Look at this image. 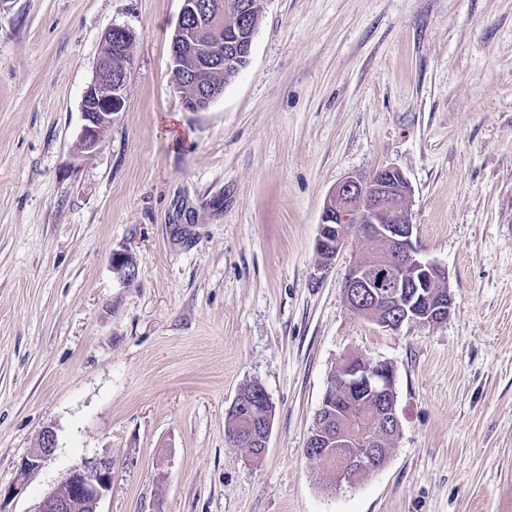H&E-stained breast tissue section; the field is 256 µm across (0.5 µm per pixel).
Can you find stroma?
Instances as JSON below:
<instances>
[{
	"label": "stroma",
	"mask_w": 512,
	"mask_h": 512,
	"mask_svg": "<svg viewBox=\"0 0 512 512\" xmlns=\"http://www.w3.org/2000/svg\"><path fill=\"white\" fill-rule=\"evenodd\" d=\"M180 5L0 0V485L56 434L0 512L103 455L102 512H512V0H264L204 112L170 81ZM115 25L134 35L125 107L82 158ZM382 167L446 272L441 323L348 308L359 234L315 252L330 191ZM346 354L394 366L401 428L383 469L336 489L304 448ZM253 383L275 407L259 459L225 438ZM111 265L113 272L125 284H132L138 277V263L129 253L114 252ZM56 447V436L52 429L43 431L39 448H35L32 453L23 457L16 468L14 482L8 488L2 490L0 486V501L20 492L28 483L31 475L38 470L45 459H47Z\"/></svg>",
	"instance_id": "stroma-1"
}]
</instances>
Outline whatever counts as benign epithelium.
<instances>
[{"label": "benign epithelium", "mask_w": 512, "mask_h": 512, "mask_svg": "<svg viewBox=\"0 0 512 512\" xmlns=\"http://www.w3.org/2000/svg\"><path fill=\"white\" fill-rule=\"evenodd\" d=\"M171 42V59L189 54L192 49L182 42V34L192 23L206 21L215 30L216 44L196 58L192 69L196 84L205 82L204 75L223 66L224 53L237 58H250L258 24L251 19L247 5L218 2L204 7L201 0H180ZM132 33L114 25L103 39L115 51L125 53ZM132 69H114L100 63L91 82L82 94L83 125L76 150L80 156L97 153L103 144L100 131L116 120L125 106V92ZM184 109L204 112L213 99L180 95ZM411 185L401 172L382 167L371 175H349L329 193L323 207L315 243L316 253L336 257L347 244L349 230L354 228L370 245V256L353 259L343 283L348 307L372 319L387 330H398L405 324L430 325L450 316L453 298L444 287L445 270L431 261L419 258L412 242L414 224L407 200ZM112 270L125 284L135 282L138 263L131 254L115 252ZM344 384L352 389L368 386L383 394V437L400 429L396 409L394 367L385 361L372 362L354 355L339 361ZM327 436L324 423L316 422L312 440L305 454L313 459L336 460V487H354L369 470H380L388 462L390 450L379 449V441L364 442L353 430L336 436V455L323 447ZM367 445L363 454L350 456L344 446ZM56 447L53 430L43 431L40 446L23 457L16 468L14 482L0 489V497L20 492L31 475L38 470ZM112 492V458L102 456L73 466L64 480L50 490L37 504L34 512H100L101 502Z\"/></svg>", "instance_id": "1"}]
</instances>
